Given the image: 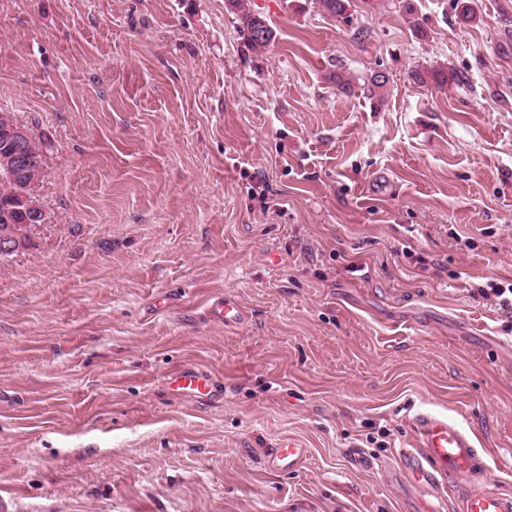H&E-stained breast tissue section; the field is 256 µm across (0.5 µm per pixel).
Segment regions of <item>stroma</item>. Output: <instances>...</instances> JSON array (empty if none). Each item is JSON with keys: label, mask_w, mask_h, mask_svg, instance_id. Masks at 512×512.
<instances>
[{"label": "stroma", "mask_w": 512, "mask_h": 512, "mask_svg": "<svg viewBox=\"0 0 512 512\" xmlns=\"http://www.w3.org/2000/svg\"><path fill=\"white\" fill-rule=\"evenodd\" d=\"M249 2L261 52L224 0H0V109L55 141L0 263L7 512H414L419 410L512 495V313L477 294L512 281V0ZM188 363L223 401L169 392ZM224 7L237 20L239 33L253 49L265 48L275 40L273 27L261 12L250 8L246 0H225ZM209 313L214 319L224 321V326L241 324L246 318L240 305L228 295L212 298ZM308 448L301 441L288 439L270 448L265 456L264 466L270 472L291 471L306 459Z\"/></svg>", "instance_id": "stroma-1"}]
</instances>
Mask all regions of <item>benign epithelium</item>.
Returning a JSON list of instances; mask_svg holds the SVG:
<instances>
[{"label": "benign epithelium", "instance_id": "obj_1", "mask_svg": "<svg viewBox=\"0 0 512 512\" xmlns=\"http://www.w3.org/2000/svg\"><path fill=\"white\" fill-rule=\"evenodd\" d=\"M0 132L7 136L6 157L0 159L5 166V177L12 181L28 183L31 195L26 199L27 207L36 211L38 219L45 220L44 212L36 201L34 191L37 179L30 174L44 169V163L29 147V132L20 122L16 121L13 113H0ZM40 229V224H7L0 232V252L7 255L15 251H24L21 244L30 245Z\"/></svg>", "mask_w": 512, "mask_h": 512}]
</instances>
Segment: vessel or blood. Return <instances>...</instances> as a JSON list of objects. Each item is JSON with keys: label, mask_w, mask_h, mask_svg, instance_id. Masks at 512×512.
<instances>
[{"label": "vessel or blood", "mask_w": 512, "mask_h": 512, "mask_svg": "<svg viewBox=\"0 0 512 512\" xmlns=\"http://www.w3.org/2000/svg\"><path fill=\"white\" fill-rule=\"evenodd\" d=\"M209 313L228 326L245 320L240 305L226 295L212 298ZM167 385L175 395L192 400L224 397V388L214 374L193 364L171 375ZM410 434L415 449L404 453L403 472L412 485L442 488L452 480L463 489L461 512H512V496L484 482L479 439L471 428L445 414L419 411L410 420ZM307 453L301 441L289 439L269 450L264 466L272 472L291 471L305 461Z\"/></svg>", "instance_id": "obj_1"}]
</instances>
